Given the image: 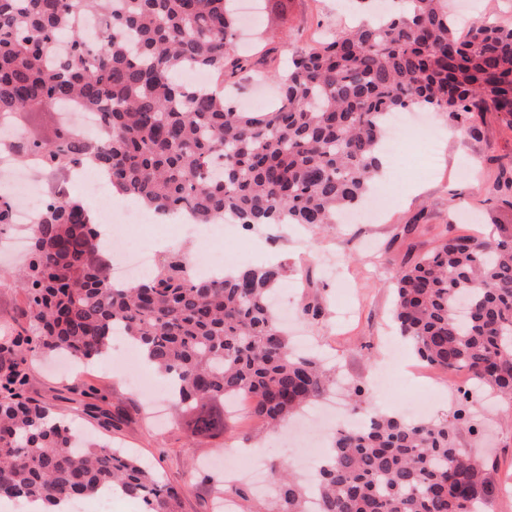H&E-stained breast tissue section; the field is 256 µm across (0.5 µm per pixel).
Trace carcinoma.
Wrapping results in <instances>:
<instances>
[{"label":"carcinoma","mask_w":512,"mask_h":512,"mask_svg":"<svg viewBox=\"0 0 512 512\" xmlns=\"http://www.w3.org/2000/svg\"><path fill=\"white\" fill-rule=\"evenodd\" d=\"M233 0H0V118L18 122L58 101L99 109L112 129L88 141L61 124L48 142L54 169L86 159L112 188L160 214L188 211L199 224L226 217L259 224L336 223L370 192L388 114L419 107L472 122L497 112L512 124V28L475 22L457 33L448 0H402L316 45L290 53L280 96L237 109L215 89L180 81L194 64L224 80L245 68L234 51ZM106 19L87 46L78 10ZM60 36L68 51L49 57ZM101 225L60 191L41 213L18 274L33 324L0 343V501L54 506L121 488L142 512H181L183 490L124 449L81 442L67 421L26 395L24 356L109 355L115 328L194 409L198 438L224 434L204 412L247 397L274 427L314 404L336 377L292 352L270 299L284 278L255 265L233 276L191 275L180 251L136 282L112 277ZM396 328L418 359L468 370L480 393L512 403V230L444 236L395 276ZM334 436L314 474L319 512H481L495 496L492 469L457 445V409L444 422L369 412ZM275 512H305L307 487L285 463L269 465Z\"/></svg>","instance_id":"1"}]
</instances>
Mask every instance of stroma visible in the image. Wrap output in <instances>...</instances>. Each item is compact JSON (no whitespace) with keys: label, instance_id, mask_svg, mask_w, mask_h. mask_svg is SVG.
Wrapping results in <instances>:
<instances>
[{"label":"stroma","instance_id":"1","mask_svg":"<svg viewBox=\"0 0 512 512\" xmlns=\"http://www.w3.org/2000/svg\"><path fill=\"white\" fill-rule=\"evenodd\" d=\"M350 11L337 0H269L258 10L256 22L242 20L240 51L250 56L267 78L237 79L232 95L247 107L254 94L274 97L269 76L278 70L287 48H307L322 30L351 26ZM430 126L443 130L439 147L423 150L429 127L415 123L405 133L407 147L392 158L383 185L396 204L377 219L338 224L322 231L298 224L260 225L243 230L222 224L215 248L235 253L248 250V264L284 268L285 284L278 294L291 323L288 334L311 339L309 354L331 361L342 371L347 386L371 384L395 344L392 310L393 276L412 253L429 249L445 226L459 233L479 230L495 233L497 225L512 226V205L496 190L497 177L512 176V129L502 115L486 112L475 132L457 131L444 112L429 113ZM127 239L152 243L158 255L173 248L198 254L193 237L178 233L175 225L129 226ZM23 256L0 255V337L27 326L26 300L13 278ZM311 304L321 308L315 322L301 320L299 311ZM403 353L411 370L396 373L385 392H369L366 404L378 411L409 418V406L425 401L426 419L443 420L460 406V376L439 374L417 361L411 348ZM118 360L94 363L69 372L63 357L36 353L28 358L31 397L101 442L122 445L154 467L158 475L183 489L182 512H216L219 496L232 497L237 512H269L272 501L259 495L245 472L217 480L192 474L191 462L207 464L229 450L245 449L247 458L296 466L297 459L282 446L278 433L261 431L243 410L225 418L224 434L197 439L186 431L182 413L173 402L162 401L161 412L126 385ZM94 389L102 408L118 415V428L103 430L100 422L72 403L74 390ZM474 422H460L458 443L472 453L496 462L499 493L488 512H512V405L499 403L488 412L475 406Z\"/></svg>","mask_w":512,"mask_h":512}]
</instances>
